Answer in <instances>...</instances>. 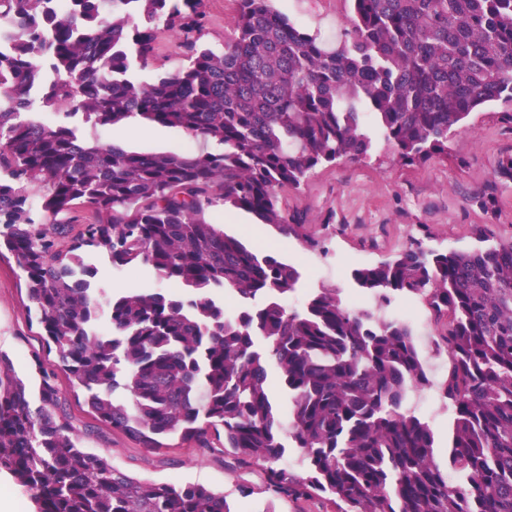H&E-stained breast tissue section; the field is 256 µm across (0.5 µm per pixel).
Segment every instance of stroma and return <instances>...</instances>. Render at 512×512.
<instances>
[{
  "label": "stroma",
  "mask_w": 512,
  "mask_h": 512,
  "mask_svg": "<svg viewBox=\"0 0 512 512\" xmlns=\"http://www.w3.org/2000/svg\"><path fill=\"white\" fill-rule=\"evenodd\" d=\"M275 10L291 22L335 44L350 26L349 0H273ZM236 0H207L209 22L202 41L222 46L232 35ZM504 104L471 113L448 143V152L425 162L407 164L384 145L356 161H340L316 168L300 189L282 193L289 214L300 217V235H285L271 224L258 225L253 215L218 208L205 211V219L240 238L247 245L273 254L295 266L300 279L285 299L292 309L302 308L308 295L319 288L339 289L346 298L360 297L351 277L353 269L376 263L401 252L412 240L437 249L467 250L477 246L479 228H489L495 238L512 240V182H495L494 171L502 157L512 154V123L504 119ZM121 136L129 149L146 152L199 149L198 141L182 130L148 124L127 125ZM498 197L496 214L484 212L478 198L487 189ZM262 228L255 238L253 228ZM97 284L115 291L160 287L146 266L132 271L113 269L95 259ZM25 277L9 251L0 252V353L6 354L14 373L29 389H37L35 357H47L44 331L28 312ZM399 317L409 323L430 379L441 382L449 363L436 347L437 328L421 300H399ZM65 391V407L82 445L106 456L126 474L155 482L201 484L229 494L235 512H323L319 501L296 504L271 498L264 490L261 467H244L224 452L220 441L210 447L150 450L129 436L97 421L80 389L58 376ZM249 487L241 496L239 487Z\"/></svg>",
  "instance_id": "1"
}]
</instances>
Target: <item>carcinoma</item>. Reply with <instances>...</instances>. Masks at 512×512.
<instances>
[{"label":"carcinoma","instance_id":"obj_1","mask_svg":"<svg viewBox=\"0 0 512 512\" xmlns=\"http://www.w3.org/2000/svg\"><path fill=\"white\" fill-rule=\"evenodd\" d=\"M102 2L0 0L12 31L0 51V248L56 354L35 359L34 410L0 353V471L36 512H232L222 491L139 480L81 446L60 371L96 419L148 449L172 448L159 438L174 435L207 448L208 431L223 430L240 465L266 466L275 496L320 497L330 512H512V240L485 228L487 246L468 251L415 240L352 271L371 304L323 288L296 312L280 298L298 270L202 218L231 207L290 234L297 218L280 193L317 166L380 141L409 163L448 154L471 113L512 106V0H351L333 48L272 0H237L220 50L199 42L206 0ZM163 28L186 59L141 80ZM62 104L83 127L48 117ZM131 118L211 148L136 152L103 139ZM78 209L84 224L69 218ZM100 254L117 270L149 266L188 297L96 287ZM396 296L425 302L449 356L446 470L429 423L404 408L431 381L410 327L383 313ZM289 444L304 477L279 464Z\"/></svg>","mask_w":512,"mask_h":512}]
</instances>
